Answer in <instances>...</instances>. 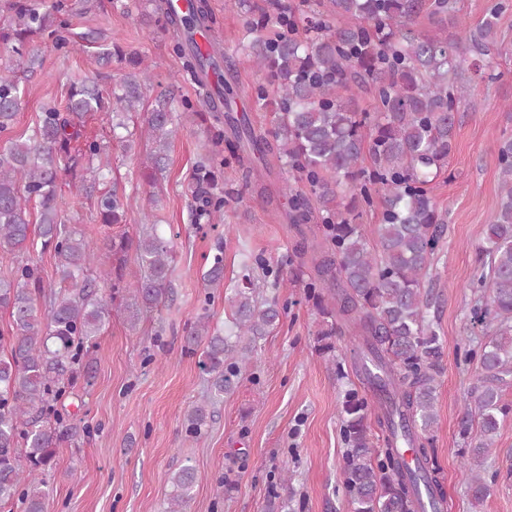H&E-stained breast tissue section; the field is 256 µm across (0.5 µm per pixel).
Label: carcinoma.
Segmentation results:
<instances>
[{
    "label": "carcinoma",
    "instance_id": "cac0c4a2",
    "mask_svg": "<svg viewBox=\"0 0 512 512\" xmlns=\"http://www.w3.org/2000/svg\"><path fill=\"white\" fill-rule=\"evenodd\" d=\"M322 7L323 12L299 19L287 5H278L277 16L295 26L303 22L301 35L262 34L265 15L247 23L251 38L240 49L273 86L279 112L275 130L255 128L238 111L233 75L220 92L224 108L214 104L207 114L184 99L178 115L171 98H159L143 117L153 144L144 162L145 179L155 182L166 168L176 122L204 117L212 119L213 145L235 159L246 185L266 202H272L266 178L274 165L306 177L312 197L293 193L287 184L280 194L289 198L287 223L302 235L295 254L299 267H310L309 297L330 320L318 342L330 353L339 336L358 351L355 369L379 395L377 421L388 431L386 447H374L366 400L355 393L346 397L344 472L353 512H416L423 490L444 499L439 469L427 449L437 422L444 349L423 294L444 224L431 185L447 168L458 107L471 99L466 72L496 78L487 70L505 4L488 9L473 29L457 0H325ZM10 9L13 16L0 28V43L18 58L25 57L35 37L57 50L72 46L67 0H58L52 13L39 11L30 0H13ZM153 16L172 33L173 50L193 75L204 76L216 59H226L217 36L207 56L194 39L198 31L212 29L208 0H194L182 17L170 11L168 0H155ZM422 18L434 33L415 29ZM149 82L145 67L113 88L109 100L97 82L73 80L65 107L43 108L32 134L22 140L9 133L23 89L12 68H0V136H5L0 141V257L14 262L12 276L0 278V308L11 317L9 350L0 356V505L17 498L24 512H45L39 475L54 461L61 436L80 435L78 426L59 421L57 403L78 377H90L87 357L112 305L123 303L134 325L141 310L169 299L172 253L166 240L152 231L99 242L67 223L58 204L59 179L67 175L78 191L96 197L101 223H122L124 204L117 190L96 192L101 168L94 161L108 145L86 135L85 118L139 111ZM367 96L375 101L372 112L359 107ZM366 157L373 164L369 174L362 167ZM212 163L211 156L198 162L194 224H211L224 211V197L214 193ZM497 163L501 203L479 250L488 273L476 280L475 308V318L492 335L481 346L480 373L459 421L462 435L474 425L480 432L478 443L461 452L476 504L489 494L480 468L512 415V405L502 400V387L512 383V137L500 142ZM375 197L382 212L372 246L359 219ZM314 204L322 225L307 236L301 226L311 222ZM32 205L38 209L42 247L53 251L60 281L68 284L60 294L24 258ZM103 249L115 261L107 298L98 295L90 277ZM132 249L136 270L128 268ZM207 260L204 280L216 285L224 279V249L216 246ZM41 299L47 303L43 311ZM229 302L228 329L211 324L204 313L183 336L185 353L202 348L198 365L208 375L206 394L184 417L192 435L203 433L208 409L234 388L257 340L280 322L277 300H258L248 271ZM401 442L416 449V469L400 453ZM199 479L192 465L172 474L167 512H184Z\"/></svg>",
    "mask_w": 512,
    "mask_h": 512
}]
</instances>
